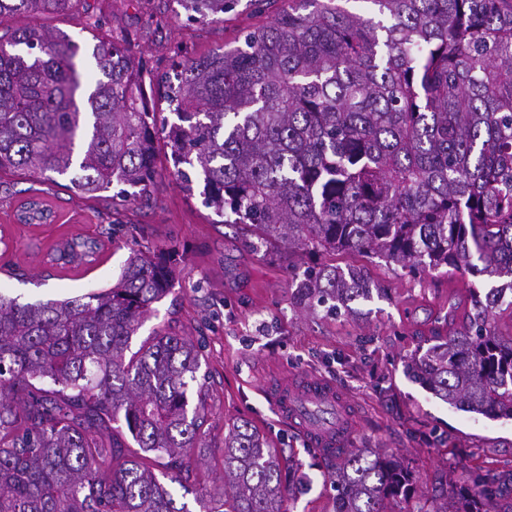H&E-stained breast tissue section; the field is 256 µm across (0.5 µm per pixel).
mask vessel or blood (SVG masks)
<instances>
[{
	"instance_id": "1",
	"label": "vessel or blood",
	"mask_w": 512,
	"mask_h": 512,
	"mask_svg": "<svg viewBox=\"0 0 512 512\" xmlns=\"http://www.w3.org/2000/svg\"><path fill=\"white\" fill-rule=\"evenodd\" d=\"M264 396L271 408L289 419L312 445L335 451L347 446L350 399L325 381L303 378L289 387L264 382Z\"/></svg>"
}]
</instances>
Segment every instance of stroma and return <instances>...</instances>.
<instances>
[{"mask_svg": "<svg viewBox=\"0 0 512 512\" xmlns=\"http://www.w3.org/2000/svg\"><path fill=\"white\" fill-rule=\"evenodd\" d=\"M287 5L237 0L223 20L189 22L180 16L177 0H112L103 15L97 0H86L79 13L45 24L72 34L87 16L100 15L103 32L128 39L147 77L155 79L178 62L236 46ZM156 146L159 177L146 195L125 205L113 202L108 191L93 199L79 196L65 177L40 184L18 173L0 176V293L22 304L63 300L109 288L131 250L170 258L171 290L131 344L139 346L154 328L168 324L202 347L208 418L204 445L193 456L191 480L197 487L219 491L224 432L229 423L245 422L274 448L293 454L311 477V488L290 504V512H334L335 491L323 473L335 461L308 446L258 392L259 378L272 372L320 378L349 396L351 447L399 453L421 491L469 471H512L511 419L458 411L404 374L407 359L434 345L449 305L468 311L471 290L487 292L497 280L442 269L416 276L377 257L325 254L318 259L365 267L370 299L356 301L353 319L296 308L295 286L318 259L284 247L248 246L240 225L222 223L200 196L179 187L165 139ZM34 188L54 211L52 223H17L15 210ZM75 236L100 241L95 261L49 265L47 253Z\"/></svg>", "mask_w": 512, "mask_h": 512, "instance_id": "stroma-1", "label": "stroma"}]
</instances>
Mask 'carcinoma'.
<instances>
[{"instance_id":"1","label":"carcinoma","mask_w":512,"mask_h":512,"mask_svg":"<svg viewBox=\"0 0 512 512\" xmlns=\"http://www.w3.org/2000/svg\"><path fill=\"white\" fill-rule=\"evenodd\" d=\"M84 0H0V174L70 177L92 198L113 183L125 201L154 183L163 130L175 176L255 246L383 257L414 274L441 267L506 279L472 289V312L405 364L407 377L459 411L512 419V0H370L364 19L339 0H288L240 45L158 78L176 121L158 119L139 59L93 36L39 24ZM189 22L218 20L236 0H177ZM51 210L29 200L22 224ZM66 243L79 266L96 249ZM171 268L131 250L112 287L21 305L0 294V512H286L308 489L291 459L242 424L224 434V491L189 483L206 422L202 350L167 325L131 349ZM372 294L366 270L310 266L300 309L352 316ZM197 390L190 406L188 394ZM140 453H127L120 426ZM324 478L334 512H499L512 476L460 475L427 497L398 453L353 448ZM416 508L405 509L411 501Z\"/></svg>"}]
</instances>
